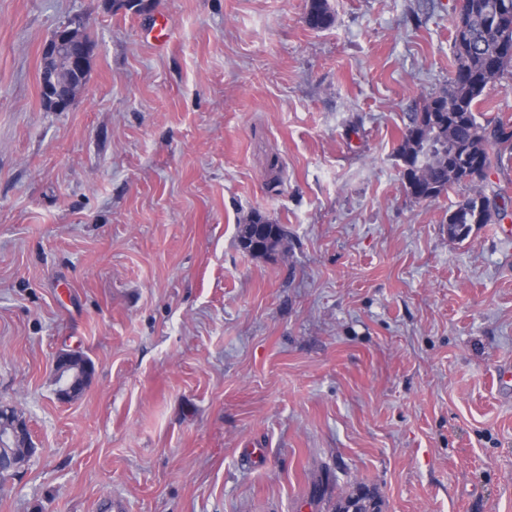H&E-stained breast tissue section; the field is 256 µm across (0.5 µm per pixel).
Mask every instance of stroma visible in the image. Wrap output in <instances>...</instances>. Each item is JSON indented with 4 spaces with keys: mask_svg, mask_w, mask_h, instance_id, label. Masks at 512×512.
<instances>
[{
    "mask_svg": "<svg viewBox=\"0 0 512 512\" xmlns=\"http://www.w3.org/2000/svg\"><path fill=\"white\" fill-rule=\"evenodd\" d=\"M307 3L0 0V405L35 448L0 512H512V242L449 239L466 187L413 201L396 155L458 0ZM74 17L97 48L54 112ZM255 213L284 252L240 247ZM334 15L328 0H308L305 23L312 29L320 30L330 27ZM94 49L95 45L85 43L83 40H80L78 44H74L70 38L63 33L59 36L52 35L42 49L43 63L38 75L42 98L44 95H52L56 87V82L50 70L60 71L63 68L62 63L57 64L52 62L49 65L50 70H48L44 65V60H64L68 69L80 74L87 70Z\"/></svg>",
    "mask_w": 512,
    "mask_h": 512,
    "instance_id": "stroma-1",
    "label": "stroma"
}]
</instances>
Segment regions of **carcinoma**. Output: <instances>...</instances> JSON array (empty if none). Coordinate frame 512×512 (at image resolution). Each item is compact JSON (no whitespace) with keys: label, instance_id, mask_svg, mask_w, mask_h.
<instances>
[{"label":"carcinoma","instance_id":"1","mask_svg":"<svg viewBox=\"0 0 512 512\" xmlns=\"http://www.w3.org/2000/svg\"><path fill=\"white\" fill-rule=\"evenodd\" d=\"M509 13L512 0H466L455 24L448 86L408 113L397 147L404 189L414 201L437 199L457 185L471 186L448 214V237L454 241L468 238L475 224H500L512 217L509 187L490 180L504 160L512 159V123L477 111L486 87L512 72V37L505 42L495 30L496 18ZM333 22L329 0H308L305 23L310 28L326 29ZM62 68L49 65L61 71L58 87L66 95L81 81ZM266 223L257 215L238 225L242 249L256 254L277 248L286 236L281 224L268 223L273 235L253 243L251 225Z\"/></svg>","mask_w":512,"mask_h":512}]
</instances>
